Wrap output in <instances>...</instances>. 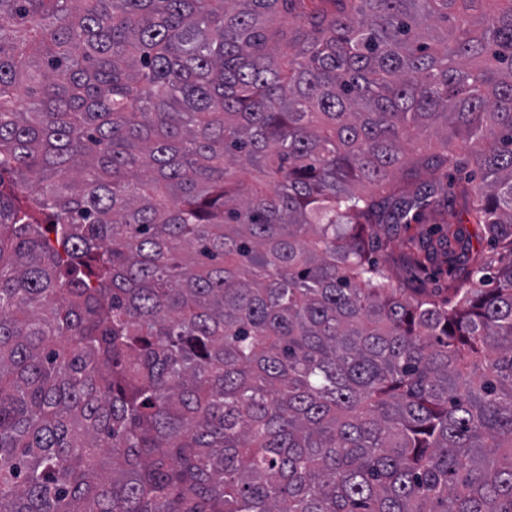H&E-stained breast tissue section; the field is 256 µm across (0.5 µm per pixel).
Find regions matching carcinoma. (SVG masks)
Masks as SVG:
<instances>
[{
    "label": "carcinoma",
    "mask_w": 512,
    "mask_h": 512,
    "mask_svg": "<svg viewBox=\"0 0 512 512\" xmlns=\"http://www.w3.org/2000/svg\"><path fill=\"white\" fill-rule=\"evenodd\" d=\"M0 512H512V0H0ZM430 224H412L410 228L399 227L392 233L386 249L378 250L375 258L388 267L390 274L402 288H454L459 283L458 269L442 271L435 276H428L407 266L402 259L406 250V242L410 236H419L429 228Z\"/></svg>",
    "instance_id": "1"
}]
</instances>
